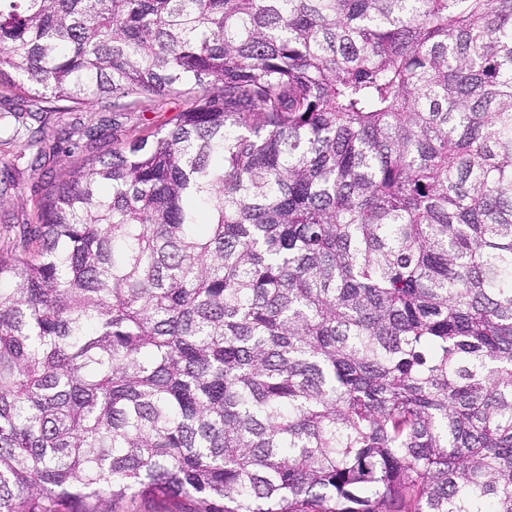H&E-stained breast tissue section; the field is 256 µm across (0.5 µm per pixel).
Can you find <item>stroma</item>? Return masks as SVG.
Masks as SVG:
<instances>
[{"mask_svg":"<svg viewBox=\"0 0 512 512\" xmlns=\"http://www.w3.org/2000/svg\"><path fill=\"white\" fill-rule=\"evenodd\" d=\"M184 107L179 97L161 106L142 101L135 112H116L96 102L22 122L0 112V250L11 248L19 225L36 223L39 204L70 170L109 156L119 144L163 130Z\"/></svg>","mask_w":512,"mask_h":512,"instance_id":"stroma-1","label":"stroma"}]
</instances>
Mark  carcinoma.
Returning <instances> with one entry per match:
<instances>
[{
	"instance_id": "carcinoma-1",
	"label": "carcinoma",
	"mask_w": 512,
	"mask_h": 512,
	"mask_svg": "<svg viewBox=\"0 0 512 512\" xmlns=\"http://www.w3.org/2000/svg\"><path fill=\"white\" fill-rule=\"evenodd\" d=\"M185 98L0 252V512H512V0H0V85ZM193 502L178 498H133L118 505L119 512H192Z\"/></svg>"
}]
</instances>
